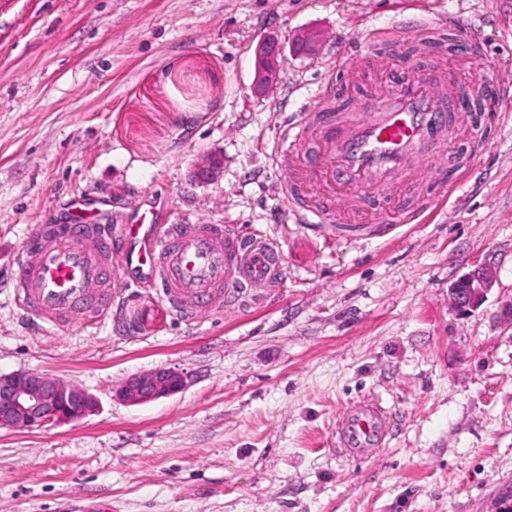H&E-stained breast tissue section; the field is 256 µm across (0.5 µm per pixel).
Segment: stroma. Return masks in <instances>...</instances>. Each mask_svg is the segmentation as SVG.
Instances as JSON below:
<instances>
[{"instance_id":"35a3bbf8","label":"stroma","mask_w":512,"mask_h":512,"mask_svg":"<svg viewBox=\"0 0 512 512\" xmlns=\"http://www.w3.org/2000/svg\"><path fill=\"white\" fill-rule=\"evenodd\" d=\"M476 39L472 72L512 77V0H0V372L93 395L76 422L0 429V512H503L512 506V109L473 121L466 176L425 224L354 237L286 217L274 158L287 115L356 110L393 60L434 68L397 18ZM475 23L473 37L449 15ZM367 77L336 67L341 43ZM282 47L258 91L255 48ZM223 171H200L211 158ZM118 224L142 199L175 224H235L282 252L273 286L194 319L160 289L112 278V308L57 330L28 318L14 257L76 199ZM495 285L461 316L450 286ZM167 367L184 388L131 405L116 390ZM372 397L399 426L375 459L333 444Z\"/></svg>"}]
</instances>
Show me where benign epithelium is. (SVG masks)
Returning a JSON list of instances; mask_svg holds the SVG:
<instances>
[{"instance_id":"7a95c632","label":"benign epithelium","mask_w":512,"mask_h":512,"mask_svg":"<svg viewBox=\"0 0 512 512\" xmlns=\"http://www.w3.org/2000/svg\"><path fill=\"white\" fill-rule=\"evenodd\" d=\"M280 57L275 40L258 43L257 88L265 89L278 80ZM493 285L488 270L475 267L449 289L454 309L461 314L478 309ZM184 386L181 373L161 367L128 378L117 393L121 399L140 405L173 395ZM95 407L92 395L60 378L29 371L0 373V428L32 429L49 423L75 422L91 414Z\"/></svg>"}]
</instances>
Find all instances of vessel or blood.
Listing matches in <instances>:
<instances>
[{
    "mask_svg": "<svg viewBox=\"0 0 512 512\" xmlns=\"http://www.w3.org/2000/svg\"><path fill=\"white\" fill-rule=\"evenodd\" d=\"M495 107L512 103V84L483 81ZM469 85L446 72L413 66L407 76L385 88L373 111L338 119L296 113L286 123L287 151L319 131L330 150L305 167L303 180L313 203L290 190L287 213L298 224H329L333 202L317 194L325 181L354 190L374 189L378 203L368 221L382 236L397 224L427 219L428 208L404 206L407 177L422 162L427 144L447 147L472 121ZM14 288L24 311L55 328L75 316L96 321L112 306V271L131 280L158 285L170 305L185 317L196 316L214 299H232L237 289L271 285L283 277L278 248L265 238L244 235L234 224H164L155 209L142 204L123 224H98L84 201H76L65 224H39L15 260ZM396 418L375 400L346 408L336 420V444L349 455L368 458L396 429Z\"/></svg>",
    "mask_w": 512,
    "mask_h": 512,
    "instance_id": "vessel-or-blood-1",
    "label": "vessel or blood"
}]
</instances>
